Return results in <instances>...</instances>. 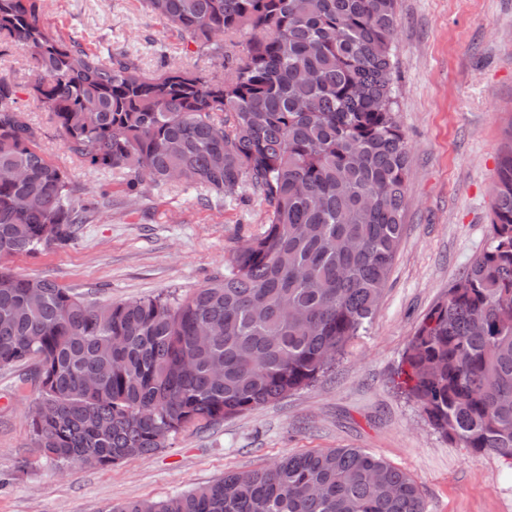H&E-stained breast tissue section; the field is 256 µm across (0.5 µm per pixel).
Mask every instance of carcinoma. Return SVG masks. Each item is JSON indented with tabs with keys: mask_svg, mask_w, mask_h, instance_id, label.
I'll list each match as a JSON object with an SVG mask.
<instances>
[{
	"mask_svg": "<svg viewBox=\"0 0 512 512\" xmlns=\"http://www.w3.org/2000/svg\"><path fill=\"white\" fill-rule=\"evenodd\" d=\"M228 62L147 73L43 21V0H0V35L33 65V99L90 168L126 193L189 181L204 200L249 191L269 224L224 275L183 299L90 302L0 266V368L35 365L31 443L57 467L104 468L309 386L365 328L404 234L409 148L397 115V0H143ZM246 34L239 51L224 36ZM0 77V259L63 247L104 199L75 196ZM491 242L426 315L401 389L461 448L512 461V127ZM113 512H426L407 472L363 448L272 466Z\"/></svg>",
	"mask_w": 512,
	"mask_h": 512,
	"instance_id": "1",
	"label": "carcinoma"
}]
</instances>
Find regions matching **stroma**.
<instances>
[{
	"instance_id": "1",
	"label": "stroma",
	"mask_w": 512,
	"mask_h": 512,
	"mask_svg": "<svg viewBox=\"0 0 512 512\" xmlns=\"http://www.w3.org/2000/svg\"><path fill=\"white\" fill-rule=\"evenodd\" d=\"M394 53L398 120L410 149L406 230L383 297L334 367L308 387L218 424L172 436L151 455L107 468H57L31 445L38 393L30 365L0 368V512H114L253 470L286 454L363 448L408 472L427 512H512V463L441 438L397 389L409 339L449 286L491 244L493 187L512 125V0H398ZM47 25L102 57L125 51L145 71L202 68L228 77L206 49L166 30L141 0H50ZM0 76L47 159L79 194L109 202L72 244L0 260L97 302L169 293L182 298L224 272L228 257L269 219L251 194L205 202L194 185L145 184L91 171L30 95L32 66L0 40Z\"/></svg>"
}]
</instances>
